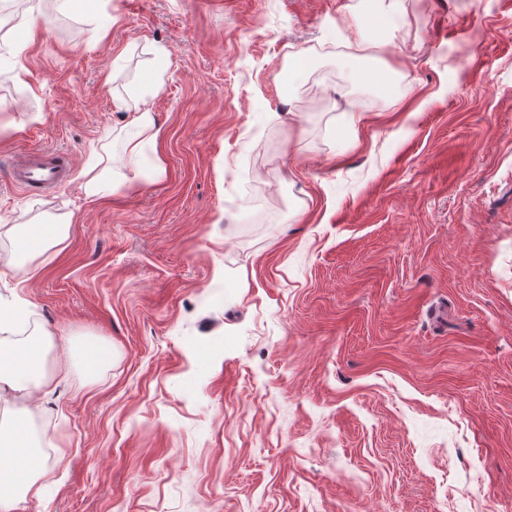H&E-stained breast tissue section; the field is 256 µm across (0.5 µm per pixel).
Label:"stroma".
Wrapping results in <instances>:
<instances>
[{
  "mask_svg": "<svg viewBox=\"0 0 512 512\" xmlns=\"http://www.w3.org/2000/svg\"><path fill=\"white\" fill-rule=\"evenodd\" d=\"M353 2L25 0L0 27V255L68 233L0 305L112 346L90 380L49 347L51 493L21 512H512V0H402L355 52ZM37 150L71 176L27 193ZM129 125L139 132L148 133L150 138L156 139L161 130L157 127L153 111L147 106L146 102L142 107H138L131 116ZM70 172L69 160L62 154L40 151L25 162L13 166L9 172L11 182L26 191H45L63 181ZM66 239L63 225H55L49 228L47 225H32L25 235L18 240V249L25 253L31 263L29 272L31 276L36 275L39 270V263L34 261L42 257L50 249L60 245Z\"/></svg>",
  "mask_w": 512,
  "mask_h": 512,
  "instance_id": "stroma-1",
  "label": "stroma"
}]
</instances>
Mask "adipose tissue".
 Returning <instances> with one entry per match:
<instances>
[{
	"instance_id": "obj_1",
	"label": "adipose tissue",
	"mask_w": 512,
	"mask_h": 512,
	"mask_svg": "<svg viewBox=\"0 0 512 512\" xmlns=\"http://www.w3.org/2000/svg\"><path fill=\"white\" fill-rule=\"evenodd\" d=\"M65 239L59 225L28 228L18 248L31 262L30 273L38 272V258ZM50 340V333L43 330L20 342H0L1 402L33 400L49 394L52 381L43 370V360ZM44 470L27 417L0 423V512H18L28 498L44 496Z\"/></svg>"
}]
</instances>
